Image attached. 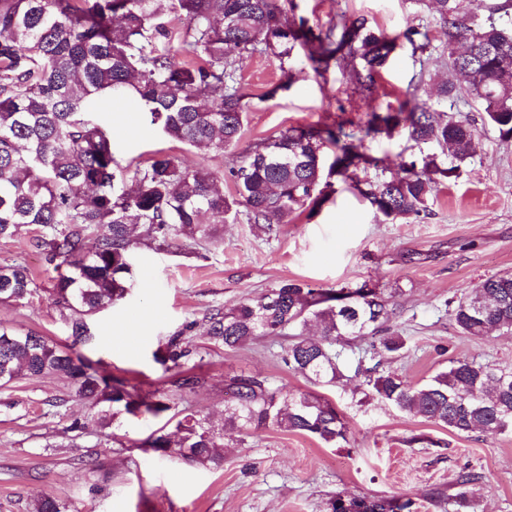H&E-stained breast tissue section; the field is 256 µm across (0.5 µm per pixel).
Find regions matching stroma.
<instances>
[{"instance_id":"obj_1","label":"stroma","mask_w":512,"mask_h":512,"mask_svg":"<svg viewBox=\"0 0 512 512\" xmlns=\"http://www.w3.org/2000/svg\"><path fill=\"white\" fill-rule=\"evenodd\" d=\"M296 16L327 27L336 15L366 16L389 34L428 27L429 54L401 43L380 79V95L363 100L347 68L316 74L302 50L286 63L267 55L245 58L237 72L248 108L237 146L201 154L166 139L141 112L108 98L120 166L145 163L155 151L187 167L214 173L226 197L236 195L229 169L246 149L292 126L325 125L340 117L364 123L370 111L397 108L407 88L435 99L449 75L447 39L432 12L415 0H297ZM484 150L461 176L440 186L427 214L391 221L375 214L352 182L332 177L333 189L316 212L300 209L266 229L246 216L225 225L224 239L184 249L182 239L131 249L132 285L122 301L88 320L94 334L76 351L100 373L123 378L142 392H159L179 407L224 421V381L265 378L282 393L308 382L283 361L286 337L266 336L236 349L211 347L196 324L214 309L255 298L284 280L318 288L367 282L390 293L393 313L384 326L401 337L398 357L385 368L425 382L451 359L468 357L512 368V334L459 333L446 304L482 279L512 271V140L485 128ZM35 228L0 239V263L21 262L35 292L22 303L0 301V324L35 331L61 344L69 331L50 294L56 275L34 245ZM186 331L197 345L196 373L205 382L192 394L173 386V372L154 358L170 336ZM349 372L319 392L338 405L349 426L346 442L270 427L253 435L225 426L224 460L197 468L160 457L147 445L166 423L148 414L123 419L104 438L89 405L61 378L23 377L0 387V512H32L35 498L55 500L61 512H328L331 498L411 500L413 512H512V433L457 434L367 395L353 370L371 363V338L340 349ZM82 428L71 431L73 422ZM105 463L95 471L92 460ZM472 473L467 502L453 497L461 475Z\"/></svg>"}]
</instances>
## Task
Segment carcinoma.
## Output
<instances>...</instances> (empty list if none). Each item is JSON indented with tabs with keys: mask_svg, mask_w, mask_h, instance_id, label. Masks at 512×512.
Here are the masks:
<instances>
[{
	"mask_svg": "<svg viewBox=\"0 0 512 512\" xmlns=\"http://www.w3.org/2000/svg\"><path fill=\"white\" fill-rule=\"evenodd\" d=\"M422 2L444 28L452 71L482 105L483 123L501 139H512V26L494 18L509 14L512 0L490 6L484 20L460 12L459 0ZM296 8L295 0H0V239L39 227L36 246L46 264L66 266L52 296L69 311L72 336V344L62 346L0 326L1 385L22 376H64L98 408L104 428L124 414L170 411L175 431L156 432L149 447L190 465H218L224 428L175 411L165 396L143 394L73 355L75 345L92 338L87 318L123 300L131 288L132 232L140 229L141 240L159 247L174 236L213 242L237 206L253 224H280L299 208L322 204L331 187L325 171L355 182L387 220L418 217L428 211L438 185L458 179L480 155L477 127L419 100L414 88L406 92L405 112H371L361 126L342 120L291 127L251 147L229 170L237 194L232 199L212 173L189 170L163 152L119 172L112 132L95 116L106 96H127L167 138L201 152H222L237 145L247 109L236 86L242 58L266 53L282 61L298 45L318 75L333 61L348 63L355 91L373 100L399 41L414 54L431 46L427 30L408 28L391 37L362 15L341 14L315 31L304 18L290 17ZM398 127L418 152L393 173L364 152V139ZM328 147L334 159L327 166ZM359 169H372L374 176L362 181ZM100 227L106 233L93 251H85L86 239ZM32 285L26 266L0 264L1 300L21 303L33 294ZM388 306L384 292L367 283L333 289L286 280L255 299L208 313L201 329L211 344L235 348L257 336L319 324L321 334L297 336L283 360L310 383L330 384L343 376L338 344L370 334L378 336L382 352L403 348L400 338L380 335ZM448 307L463 335L511 333L512 273L482 280ZM198 355L180 331L155 359L178 369L174 384L188 393L204 383L190 366ZM355 375L377 399L451 432L512 433V369L458 357L424 383L379 361L356 367ZM224 389V423L248 434L276 426L326 444L348 440L336 405L315 392L284 394L252 375L233 376ZM411 506L409 500L328 502L330 512H404Z\"/></svg>",
	"mask_w": 512,
	"mask_h": 512,
	"instance_id": "obj_1",
	"label": "carcinoma"
}]
</instances>
